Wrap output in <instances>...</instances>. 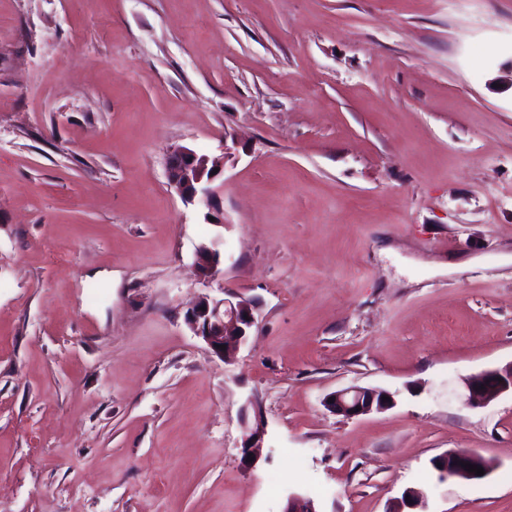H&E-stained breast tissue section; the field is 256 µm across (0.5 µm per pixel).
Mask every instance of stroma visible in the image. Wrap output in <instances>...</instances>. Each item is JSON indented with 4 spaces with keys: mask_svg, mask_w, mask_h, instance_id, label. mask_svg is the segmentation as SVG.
<instances>
[{
    "mask_svg": "<svg viewBox=\"0 0 512 512\" xmlns=\"http://www.w3.org/2000/svg\"><path fill=\"white\" fill-rule=\"evenodd\" d=\"M511 66L512 0H0V512H512V395L464 397L512 363ZM180 146L229 150L211 206ZM228 292L223 359L185 316ZM227 154L230 152L225 149L221 158H212L185 146L173 149L167 163L169 185L185 204L208 206L213 196L212 183L223 171ZM215 168L218 172L213 173ZM194 267L203 281H211L224 275V253L215 244L202 245L195 255ZM256 309L257 304L251 299L224 297L222 301H214L203 294L187 312L186 321L215 355L224 358L247 340L256 324ZM217 345H226V348L222 350ZM383 396L389 397V400L383 401ZM330 397H333V403H328ZM394 402V397L389 392L355 386L330 394L325 400V405L333 413L353 418L388 409ZM357 406H360V411H357ZM241 423L244 428V439L241 447L243 461L249 467L254 466L261 458L260 448H263L266 433L261 403L256 397L248 400L241 415ZM249 453H252V462H247ZM461 461L482 467L484 475L477 476L475 472H468V468L461 465ZM438 478L441 481L448 479H461L469 481L483 480L495 469L494 462L472 449L450 450L436 456L432 460Z\"/></svg>",
    "mask_w": 512,
    "mask_h": 512,
    "instance_id": "35a3bbf8",
    "label": "stroma"
}]
</instances>
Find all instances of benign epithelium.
I'll return each instance as SVG.
<instances>
[{"instance_id": "obj_1", "label": "benign epithelium", "mask_w": 512, "mask_h": 512, "mask_svg": "<svg viewBox=\"0 0 512 512\" xmlns=\"http://www.w3.org/2000/svg\"><path fill=\"white\" fill-rule=\"evenodd\" d=\"M224 169V158L210 157L181 146L171 151L167 163L169 185L185 204H210L213 196L212 183ZM194 267L204 281L215 280L224 275V254L216 245H202L195 255ZM257 304L251 299L236 297L215 301L207 294L198 296L194 306L187 312L186 321L193 333L201 338L217 356L224 357L239 348L248 338L256 324ZM225 349H220V346ZM512 393V363L493 369L473 378L467 383L465 401L472 407L484 406L504 393ZM388 400H383V397ZM333 402L327 407L335 414L353 418L382 411L394 405L392 394L383 390L365 387H348L331 394ZM244 428L243 457L253 456L247 466H253L261 458L266 424L261 403L257 398L248 400L241 415ZM477 465L484 470L481 476L468 471L461 462ZM441 481L461 479L483 480L495 469L494 462L472 449L450 450L432 460ZM422 492L409 488L403 496L394 499L387 512H407L415 509ZM283 512H318L314 500L304 494L288 495Z\"/></svg>"}]
</instances>
